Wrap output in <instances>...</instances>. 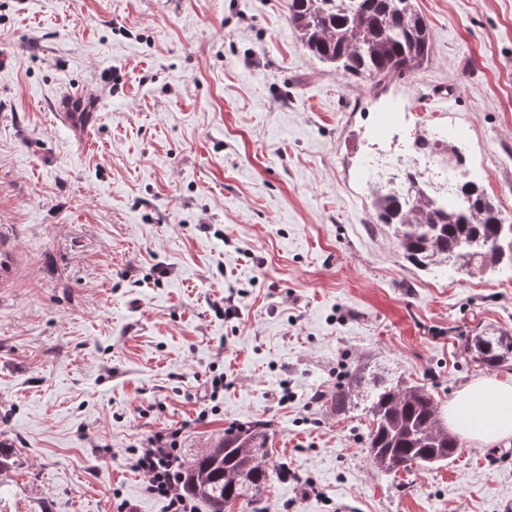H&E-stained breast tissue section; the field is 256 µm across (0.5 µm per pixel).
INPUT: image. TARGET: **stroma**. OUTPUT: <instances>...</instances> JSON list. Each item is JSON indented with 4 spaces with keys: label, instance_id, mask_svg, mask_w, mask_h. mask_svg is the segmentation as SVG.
Returning <instances> with one entry per match:
<instances>
[{
    "label": "stroma",
    "instance_id": "35a3bbf8",
    "mask_svg": "<svg viewBox=\"0 0 512 512\" xmlns=\"http://www.w3.org/2000/svg\"><path fill=\"white\" fill-rule=\"evenodd\" d=\"M424 63L380 88L311 56L287 0H0V440L8 512H165L128 451L190 460L267 423L264 512H512V437L447 466L370 465L356 368L440 415L512 336V263L415 269L373 223L360 157L397 101L447 122L512 224V0H417ZM83 86L92 143L54 102ZM234 296V316L216 306ZM223 374L224 396L209 399ZM463 351L471 354L487 370L494 371L512 361V342L502 336H471L462 344Z\"/></svg>",
    "mask_w": 512,
    "mask_h": 512
}]
</instances>
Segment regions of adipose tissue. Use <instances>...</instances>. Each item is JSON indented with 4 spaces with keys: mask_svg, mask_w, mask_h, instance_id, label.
I'll use <instances>...</instances> for the list:
<instances>
[{
    "mask_svg": "<svg viewBox=\"0 0 512 512\" xmlns=\"http://www.w3.org/2000/svg\"><path fill=\"white\" fill-rule=\"evenodd\" d=\"M448 422L480 443L512 436V384L486 378L466 385L448 406Z\"/></svg>",
    "mask_w": 512,
    "mask_h": 512,
    "instance_id": "obj_1",
    "label": "adipose tissue"
}]
</instances>
